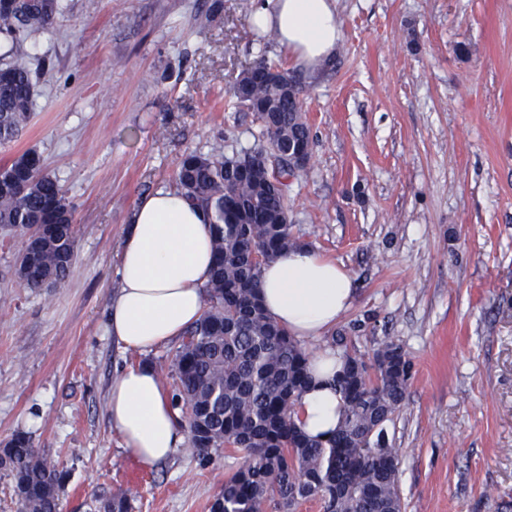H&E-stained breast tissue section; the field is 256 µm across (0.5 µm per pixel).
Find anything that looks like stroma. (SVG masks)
I'll return each mask as SVG.
<instances>
[{"instance_id":"35a3bbf8","label":"stroma","mask_w":512,"mask_h":512,"mask_svg":"<svg viewBox=\"0 0 512 512\" xmlns=\"http://www.w3.org/2000/svg\"><path fill=\"white\" fill-rule=\"evenodd\" d=\"M341 42L303 75L313 137L290 179L292 231L354 276L334 331L372 360L412 362L388 428L403 512H499L512 502V0H336ZM252 0H63L16 49L36 82L31 119L0 144L27 150L75 210L62 283L24 287L18 241L0 231V446L24 433L66 471L63 512H211L241 465L201 464L190 443L140 467L108 421L112 376L150 363L171 383L174 343L149 354L105 331L117 247L141 200L172 185L182 156L232 155L261 136L229 90L265 58L292 68L249 24ZM140 480H129L133 469Z\"/></svg>"}]
</instances>
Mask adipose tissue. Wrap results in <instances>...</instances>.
Masks as SVG:
<instances>
[{"mask_svg": "<svg viewBox=\"0 0 512 512\" xmlns=\"http://www.w3.org/2000/svg\"><path fill=\"white\" fill-rule=\"evenodd\" d=\"M249 21L274 32L294 63L313 75L335 56L341 38L336 0H258ZM117 257L106 330L126 349L150 352L201 318L212 237L203 211L179 189L156 190L138 203ZM259 296L290 336L316 340L352 307L353 277L342 263L305 246L263 266ZM342 363L329 345L310 359L312 382L297 406L298 424L309 436L327 439L341 420L331 381ZM107 412L125 450L146 466L166 461L185 439L169 389L151 365L116 372Z\"/></svg>", "mask_w": 512, "mask_h": 512, "instance_id": "1", "label": "adipose tissue"}]
</instances>
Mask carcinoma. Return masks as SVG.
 Returning <instances> with one entry per match:
<instances>
[{
  "label": "carcinoma",
  "instance_id": "carcinoma-1",
  "mask_svg": "<svg viewBox=\"0 0 512 512\" xmlns=\"http://www.w3.org/2000/svg\"><path fill=\"white\" fill-rule=\"evenodd\" d=\"M61 0H0V33L15 37L48 29ZM0 63V144L14 140L31 114L35 82L27 60L5 52ZM237 106L252 112L265 140L227 157L190 152L176 185L206 212L214 265L205 286L203 317L182 336L173 360L171 401L187 424L201 459L234 446L245 464L224 482L221 512H293L319 497L327 512H402L399 451L387 426L403 406L412 363L394 343L380 345L373 379L356 370L343 351L336 374L342 420L327 440L297 426L295 407L308 388L309 356L257 298L261 265L301 242L288 222V182L271 180L265 160L312 151L301 86L293 73L262 59L244 70L230 90ZM74 207L41 156L27 150L0 169V228H34L20 242L14 273L29 288L54 285L75 260ZM0 470L13 481L17 512H57L66 474L28 435L0 450ZM103 512H130L127 493H112Z\"/></svg>",
  "mask_w": 512,
  "mask_h": 512
}]
</instances>
